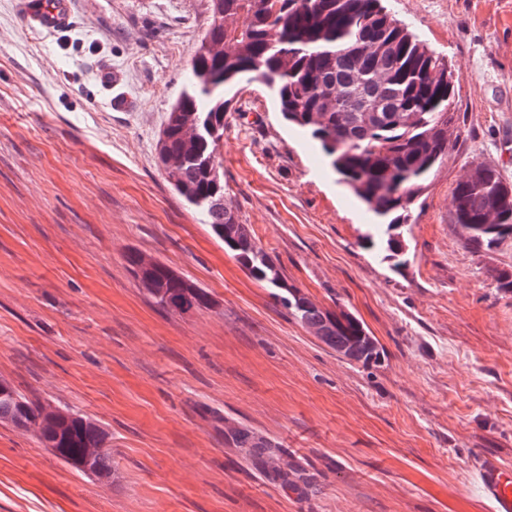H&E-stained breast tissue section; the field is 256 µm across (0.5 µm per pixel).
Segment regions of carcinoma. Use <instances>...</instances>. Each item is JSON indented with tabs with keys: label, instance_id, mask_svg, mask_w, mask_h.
I'll return each instance as SVG.
<instances>
[{
	"label": "carcinoma",
	"instance_id": "obj_1",
	"mask_svg": "<svg viewBox=\"0 0 512 512\" xmlns=\"http://www.w3.org/2000/svg\"><path fill=\"white\" fill-rule=\"evenodd\" d=\"M213 22L202 43L224 40V58L201 52L191 63L188 87L172 105L158 141L170 183L190 206L204 212L224 250L274 289L275 302L302 325L317 327L325 343L350 351V359L377 362L379 347L359 345L368 334L356 317L301 305L277 266L258 246L248 225L224 199V114L226 93L249 75L270 88L282 118L304 131L328 155L339 147L334 171L379 218L378 236L363 246L376 249L392 267L405 264V247L395 238L408 222L411 205L428 187L453 143L455 86L448 63L393 18L382 0H210ZM452 223L466 232L464 244L489 251L512 238V185L488 166L472 169L456 185ZM234 235L224 237V226ZM156 304L181 313L209 304L207 293L161 263L143 265L126 256ZM0 421L35 430L41 443L78 471L97 476L112 471L106 433L75 413L53 415L10 383H0ZM237 447L260 457L267 451L251 432L236 433Z\"/></svg>",
	"mask_w": 512,
	"mask_h": 512
}]
</instances>
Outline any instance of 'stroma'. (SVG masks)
<instances>
[{
    "mask_svg": "<svg viewBox=\"0 0 512 512\" xmlns=\"http://www.w3.org/2000/svg\"><path fill=\"white\" fill-rule=\"evenodd\" d=\"M0 0V381L99 424L85 475L0 421V512H490L474 465H512V239L463 245L457 181L512 183V0H384L459 76L456 142L402 228L406 264L318 145L242 80L224 118L229 207L288 283L386 351L340 358L277 305L170 184L156 144L211 22L208 0H73L67 31ZM122 73L115 91L99 81ZM209 306L161 309L125 260ZM246 429L263 459L236 447Z\"/></svg>",
    "mask_w": 512,
    "mask_h": 512,
    "instance_id": "1",
    "label": "stroma"
}]
</instances>
